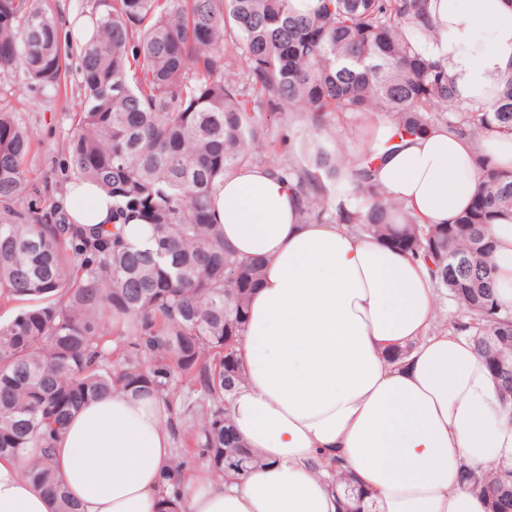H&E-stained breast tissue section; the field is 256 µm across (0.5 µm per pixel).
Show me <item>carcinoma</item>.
I'll list each match as a JSON object with an SVG mask.
<instances>
[{
  "label": "carcinoma",
  "mask_w": 512,
  "mask_h": 512,
  "mask_svg": "<svg viewBox=\"0 0 512 512\" xmlns=\"http://www.w3.org/2000/svg\"><path fill=\"white\" fill-rule=\"evenodd\" d=\"M78 52L79 89L64 149L66 175L112 194L110 226L66 221L28 179L34 140L0 109V459L21 463L56 503L79 512L51 466L67 419L114 391L163 403L178 443L177 478L161 512H189L181 484L198 463L238 480L259 462L229 426L240 379L236 345L263 260L224 246L209 203L224 176L263 165L294 182L304 223L353 224L434 266V287L464 313L512 414V308L496 292L489 227L512 221V170L488 156L471 206L424 224L375 179L385 148L352 150L326 136L348 113L388 120L395 136L445 126L512 133V75L492 101H460L418 50L434 32L428 0H110ZM59 21L34 0H0V73L44 91L62 74ZM297 114L314 133L309 163L274 161L272 128ZM148 224L153 245L126 240ZM487 512H512V466L466 473Z\"/></svg>",
  "instance_id": "obj_1"
}]
</instances>
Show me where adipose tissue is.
I'll list each match as a JSON object with an SVG mask.
<instances>
[{"label": "adipose tissue", "instance_id": "1", "mask_svg": "<svg viewBox=\"0 0 512 512\" xmlns=\"http://www.w3.org/2000/svg\"><path fill=\"white\" fill-rule=\"evenodd\" d=\"M425 55L459 98L487 103L512 72L507 0H430ZM378 183L424 222L468 209L476 156L512 169V134L472 138L438 127L420 138L380 130ZM70 223L112 221V197L73 182ZM224 242L266 259L238 356L244 381L231 419L260 468L225 484L192 476L189 512H339L328 468L366 493L365 512H486L463 480L470 466L512 460V417L469 336L437 328L426 262L346 224H305L288 180L262 167L225 177L213 201ZM498 298L512 307V223L492 225ZM174 448L165 410L115 393L75 413L53 467L82 512H159ZM0 459V512H50L47 498Z\"/></svg>", "mask_w": 512, "mask_h": 512}]
</instances>
